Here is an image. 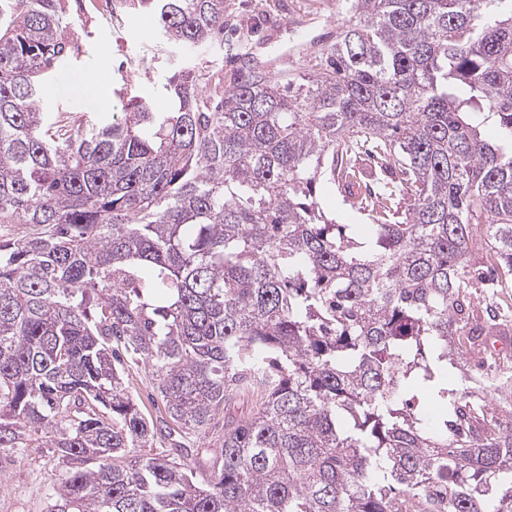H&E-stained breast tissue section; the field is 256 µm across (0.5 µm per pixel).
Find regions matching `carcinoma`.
Segmentation results:
<instances>
[{
  "label": "carcinoma",
  "mask_w": 512,
  "mask_h": 512,
  "mask_svg": "<svg viewBox=\"0 0 512 512\" xmlns=\"http://www.w3.org/2000/svg\"><path fill=\"white\" fill-rule=\"evenodd\" d=\"M350 2L314 77L248 62L218 97L183 69L156 112L125 76L83 118L42 108L63 0H0V225L29 227L0 235V450L53 449L48 512H512V410L484 400L512 368L470 308L512 288V0ZM119 3L177 47L224 35V0ZM362 155L401 178L354 237L317 192L376 178ZM475 349L491 384L453 387ZM221 412L195 482L184 439ZM129 390L134 400L145 413L150 412L154 414L157 408L163 410L161 397L148 381L143 368L138 369V371L136 369L131 370Z\"/></svg>",
  "instance_id": "cac0c4a2"
}]
</instances>
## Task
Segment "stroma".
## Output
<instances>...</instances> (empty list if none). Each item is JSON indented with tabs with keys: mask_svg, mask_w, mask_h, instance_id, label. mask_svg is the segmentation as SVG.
I'll use <instances>...</instances> for the list:
<instances>
[{
	"mask_svg": "<svg viewBox=\"0 0 512 512\" xmlns=\"http://www.w3.org/2000/svg\"><path fill=\"white\" fill-rule=\"evenodd\" d=\"M71 18L69 38L75 44L48 78L43 109L99 115L112 111L86 92L101 62H108L103 83L118 79L122 66L149 53L153 61L134 86L135 95L169 109L165 85L174 72L190 67L202 74L222 71L232 81L244 57L260 61L274 77H310L321 69L320 50L335 41L348 16L336 0H224V38L190 53L153 44V16L123 13L107 21L95 0H65ZM99 75V74H98ZM64 470L48 448L0 452V512H46L49 497Z\"/></svg>",
	"mask_w": 512,
	"mask_h": 512,
	"instance_id": "stroma-1",
	"label": "stroma"
}]
</instances>
